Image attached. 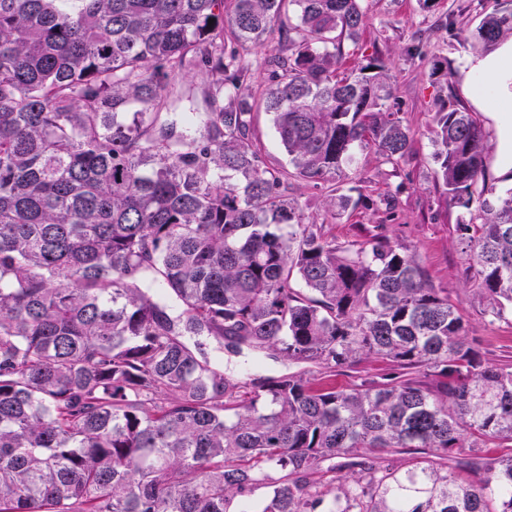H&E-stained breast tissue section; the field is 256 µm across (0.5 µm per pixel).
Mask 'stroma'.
<instances>
[{
    "label": "stroma",
    "mask_w": 512,
    "mask_h": 512,
    "mask_svg": "<svg viewBox=\"0 0 512 512\" xmlns=\"http://www.w3.org/2000/svg\"><path fill=\"white\" fill-rule=\"evenodd\" d=\"M491 4L492 0H435L427 8L421 0H366L363 33L357 42L344 44L345 65L354 67L373 54L386 61L392 86L388 105L413 133L411 153L396 167L373 147L359 155L348 180L374 199L368 208L331 215L326 209L328 188L302 182L286 183L285 194L307 222L324 225L337 242L380 232L407 246L433 286L447 290L460 309L467 336L482 360L504 366L512 364V316L492 317L469 278L465 242L457 229L460 213L442 201L433 143L436 113L444 104L472 106L463 79L468 61L484 50L466 35ZM439 61L450 65L451 76L434 73ZM387 196L394 199L389 210L380 203ZM391 370L387 362L360 354L330 380L337 388L352 389Z\"/></svg>",
    "instance_id": "35a3bbf8"
}]
</instances>
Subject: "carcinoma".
<instances>
[{"mask_svg":"<svg viewBox=\"0 0 512 512\" xmlns=\"http://www.w3.org/2000/svg\"><path fill=\"white\" fill-rule=\"evenodd\" d=\"M363 2L0 0V512H253L262 488L261 512H512V454L485 452L512 443V369L480 359L406 247L338 245L281 192L344 179L368 147L411 151L384 60L343 67ZM226 32L287 44L259 93ZM507 35L512 0H493L468 38ZM435 123L446 204L484 217L459 228L501 318L512 187L487 188L471 113ZM208 348L399 372L241 381ZM398 448L425 455L377 463ZM253 132L263 146L265 158L270 166L280 167L285 155L272 127L270 116L263 111L253 114Z\"/></svg>","mask_w":512,"mask_h":512,"instance_id":"cac0c4a2","label":"carcinoma"}]
</instances>
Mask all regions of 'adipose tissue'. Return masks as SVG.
<instances>
[{
    "mask_svg": "<svg viewBox=\"0 0 512 512\" xmlns=\"http://www.w3.org/2000/svg\"><path fill=\"white\" fill-rule=\"evenodd\" d=\"M469 71L491 81L493 96H485L471 84L465 90L478 108L493 113L500 128V162L504 170H512V39L500 42L493 52L470 60Z\"/></svg>",
    "mask_w": 512,
    "mask_h": 512,
    "instance_id": "1",
    "label": "adipose tissue"
}]
</instances>
